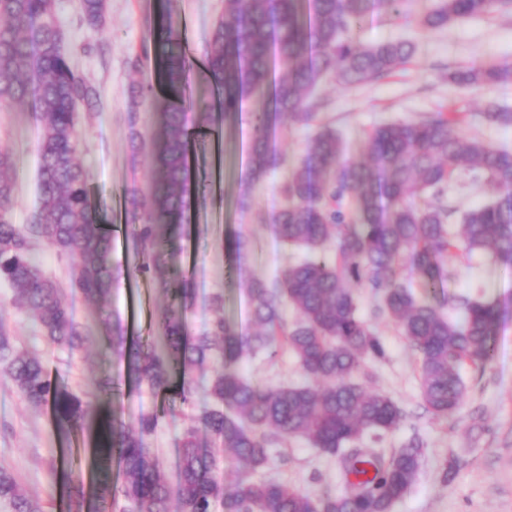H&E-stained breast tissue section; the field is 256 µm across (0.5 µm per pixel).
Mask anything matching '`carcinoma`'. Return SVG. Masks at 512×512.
Masks as SVG:
<instances>
[{
    "instance_id": "1",
    "label": "carcinoma",
    "mask_w": 512,
    "mask_h": 512,
    "mask_svg": "<svg viewBox=\"0 0 512 512\" xmlns=\"http://www.w3.org/2000/svg\"><path fill=\"white\" fill-rule=\"evenodd\" d=\"M56 0H0V110L32 112L41 124L38 141L39 201L27 224L12 222L16 162L0 150V281L13 289L14 307L28 315L52 347L82 354L88 340L71 308L62 303L60 285L34 256L39 241L51 244L71 262L69 286L93 299L110 293L112 230L94 205L86 171L76 159L83 104L98 110L99 88L80 76L64 49ZM92 28L102 25L106 0H81ZM504 0H439L421 18L430 29L496 9ZM398 12V0H224V16L214 25L202 55L201 76L221 98L224 120L242 114L249 99L263 104L250 112L249 167L259 180L276 168L270 141L271 119L286 115L308 126L313 91L330 77L344 85L374 82L402 67L414 46L389 41L365 46L357 29L376 13ZM160 60L161 77L171 89L184 86L197 65L180 29L162 23L150 30L133 68L149 56ZM448 79L466 90L512 79V66L456 69ZM152 100L156 128V190L139 223L133 225L138 272L154 271L152 259L164 250L167 231L186 221L191 182V133L186 114L210 116L212 104L193 95L175 103L153 94V86L131 88L130 126L136 107ZM487 121L512 126V112L491 104ZM455 112H435L417 121L373 127L363 150L370 164L348 158L339 134L323 128L309 138L298 166L288 175V204L272 214L276 234L305 251L302 261L267 282H247L255 330L243 334L224 319V301L199 335L188 332L183 308L191 298L185 280L163 282L180 300L160 318L164 350L153 344H126L118 323L105 324L136 384L157 394H174L183 405L193 397L192 371L214 368L208 389L210 407L189 418L181 445L176 486L166 481L146 438L158 415L140 417L137 429L117 418L103 420L91 404L52 383L40 357L19 347L0 317V374L7 376L30 407L50 405L63 433L84 431L96 438L94 497L109 512H392L420 470L418 444L410 442L385 460L365 439L379 440L402 422L401 408L388 396L369 392L352 380L366 362L385 356L370 324L359 314L358 290H370L376 314L389 318L421 356V397L436 418L446 419L462 405L466 385L460 369H485L496 348L499 309L471 295L438 300L448 276V259L475 249L512 265V150L495 147L457 131ZM467 179L497 191L493 200L455 218L445 200L448 185ZM293 309L289 325L285 311ZM291 351L305 382L266 385L243 378L241 357ZM96 397L112 399V376L95 383ZM207 433L210 445L198 443ZM287 437H301L342 465L344 488L316 496L274 478L253 479L269 463L271 450ZM120 479L112 477V467ZM237 479L224 488V472ZM70 498L85 505L83 479L67 476ZM0 499L13 512H45L16 477L0 468Z\"/></svg>"
}]
</instances>
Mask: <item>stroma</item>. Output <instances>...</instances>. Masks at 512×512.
Segmentation results:
<instances>
[{
  "instance_id": "1",
  "label": "stroma",
  "mask_w": 512,
  "mask_h": 512,
  "mask_svg": "<svg viewBox=\"0 0 512 512\" xmlns=\"http://www.w3.org/2000/svg\"><path fill=\"white\" fill-rule=\"evenodd\" d=\"M433 3L404 0L403 15L381 13L362 26L359 38L363 43L407 40L413 44V57L403 69L364 85L343 87L331 81L318 85L314 96L322 106L315 125L339 132L350 157L361 158L364 136L371 127L417 120L446 109L462 113L465 135L512 149V126L492 124L482 116L489 100L512 111V82L465 91L448 80L449 71L474 64H512V10L430 30L419 20ZM56 13L74 68L101 90L102 110L80 112L77 156L94 199L112 226V290L98 302L68 290L69 261L60 258L50 244H36L41 268L64 284L62 299L90 336L85 363L71 359L66 350L48 346L29 317L14 308L13 292L3 283L0 317L9 323L19 346L42 357L53 380L93 401L100 415L119 412L131 427L141 415H160L147 446L161 459L166 480L174 485L179 479L183 420L163 415L164 399L130 382L124 360L100 338L98 326L116 317L127 336L144 342L157 340L160 331L154 320L173 303L161 282L182 272L194 295L186 313L190 333L207 329L214 314L212 299L218 294L224 298V314L232 324L242 333L252 332L245 280H272L293 259L291 249L270 225L255 220L253 213H269L284 204L283 180L297 167L311 129L294 125L284 116L274 117L271 143L280 166L254 180L248 167V125L221 120L209 125L200 113L190 114V127L204 129L191 162L199 199L187 223L173 231L170 252L154 276L134 275L138 258L126 242V232L133 225L130 201H149L154 191L157 115L148 106H140L136 125H129L130 89L133 83L147 81L161 97L171 98L172 93L159 82L154 63L137 70L130 61L149 30L164 21L185 28L192 54L200 55L224 13V0H107L105 22L96 29L84 21L80 0H56ZM39 136L40 124L33 113L21 109L0 112V149L10 150L18 160L13 211L17 224L27 223L38 203ZM237 233L251 243L240 263L225 248L226 239ZM236 265L241 266V274H233ZM446 291L496 302L501 319L493 361L482 371L464 368V402L445 419L433 417L422 402L419 354L392 322L375 318L368 291L358 295L360 312L378 334L385 357L368 363L356 380L392 398L404 413L400 427L378 447L388 454L413 440L422 452L418 477L393 512H512V266L474 252L450 265ZM237 369L251 381L272 385L304 380L295 359L285 352L273 360L260 354L244 355ZM104 373L120 385V395L112 405L95 399V381ZM90 442L85 433L64 437L50 409L28 407L10 379L0 376V468L13 473L46 512H61L66 506L65 492L55 475L61 445L84 449ZM450 459L456 467L446 482L442 468ZM266 473L314 493L341 487L338 458L321 453L302 438L288 439L274 449Z\"/></svg>"
}]
</instances>
